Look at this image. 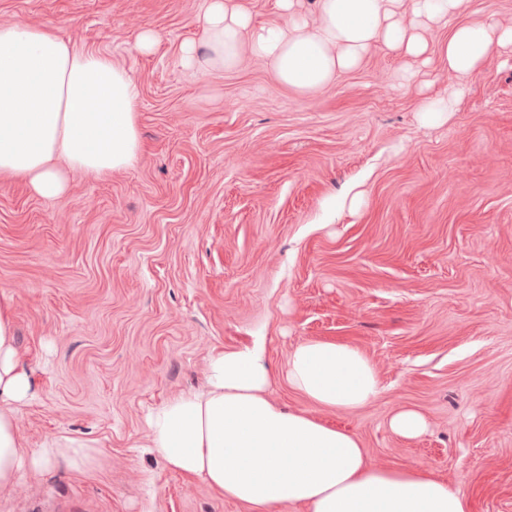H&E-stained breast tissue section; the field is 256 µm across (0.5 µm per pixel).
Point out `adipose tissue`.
<instances>
[{"instance_id":"ef3b65f1","label":"adipose tissue","mask_w":512,"mask_h":512,"mask_svg":"<svg viewBox=\"0 0 512 512\" xmlns=\"http://www.w3.org/2000/svg\"><path fill=\"white\" fill-rule=\"evenodd\" d=\"M278 20L255 22L246 0H209L198 17L201 44H184L181 63L231 71L248 48L274 80L311 96L337 73L361 67L374 51L402 59L436 55L462 80L512 50V27L489 14L464 21L470 0H318L310 25L303 0H276ZM410 24H403V12ZM449 29L437 45L423 31ZM139 89L131 72L98 49L59 37L51 27L0 26V176L37 196L64 194L68 176H107L130 168L141 152ZM289 386L313 405L348 412L380 393L377 371L360 348L317 339L288 355ZM273 372L262 346L212 356L203 388L178 395L147 415L149 446L171 471L198 477L248 512H468L458 489L431 472L383 468L352 431L289 411L270 396ZM32 394L17 348L9 300H0V492L57 460L77 471L101 449L72 440L26 449L16 406Z\"/></svg>"}]
</instances>
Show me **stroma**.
<instances>
[{"label": "stroma", "instance_id": "35a3bbf8", "mask_svg": "<svg viewBox=\"0 0 512 512\" xmlns=\"http://www.w3.org/2000/svg\"><path fill=\"white\" fill-rule=\"evenodd\" d=\"M207 2L0 0V25L50 26L131 69L142 139L132 167L73 174L52 200L0 178V295L34 383L19 435L104 451L24 476L0 512H246L167 469L145 416L257 340L286 407L354 431L378 466L461 488L469 512H512V54L427 122L419 101L458 84L438 61L409 81L379 50L311 97L246 50L231 72L184 68ZM145 25L158 41L141 54ZM302 339L362 349L378 398L337 412L291 390ZM401 408L427 433L393 434Z\"/></svg>", "mask_w": 512, "mask_h": 512}]
</instances>
